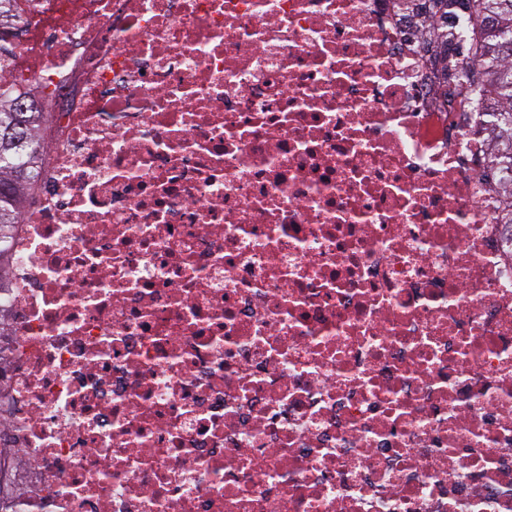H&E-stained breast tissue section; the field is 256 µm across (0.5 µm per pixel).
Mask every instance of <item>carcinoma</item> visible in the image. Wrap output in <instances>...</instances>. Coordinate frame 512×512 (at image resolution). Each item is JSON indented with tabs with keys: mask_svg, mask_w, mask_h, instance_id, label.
<instances>
[{
	"mask_svg": "<svg viewBox=\"0 0 512 512\" xmlns=\"http://www.w3.org/2000/svg\"><path fill=\"white\" fill-rule=\"evenodd\" d=\"M421 3L432 26L434 58L441 75L448 76V9L459 5L471 11L487 27L481 53L474 57V71L490 87L495 107V124L490 129L494 157L512 166V0H407ZM42 112H25L17 103L0 96V283L9 268L7 242L17 223L18 206L36 181L31 167L17 164L27 155L35 156L40 142L35 131Z\"/></svg>",
	"mask_w": 512,
	"mask_h": 512,
	"instance_id": "cac0c4a2",
	"label": "carcinoma"
}]
</instances>
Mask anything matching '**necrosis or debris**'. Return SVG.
I'll list each match as a JSON object with an SVG mask.
<instances>
[{
    "mask_svg": "<svg viewBox=\"0 0 512 512\" xmlns=\"http://www.w3.org/2000/svg\"><path fill=\"white\" fill-rule=\"evenodd\" d=\"M49 109L0 289L9 512H512V172L400 0H12Z\"/></svg>",
    "mask_w": 512,
    "mask_h": 512,
    "instance_id": "4bbe7bcc",
    "label": "necrosis or debris"
}]
</instances>
